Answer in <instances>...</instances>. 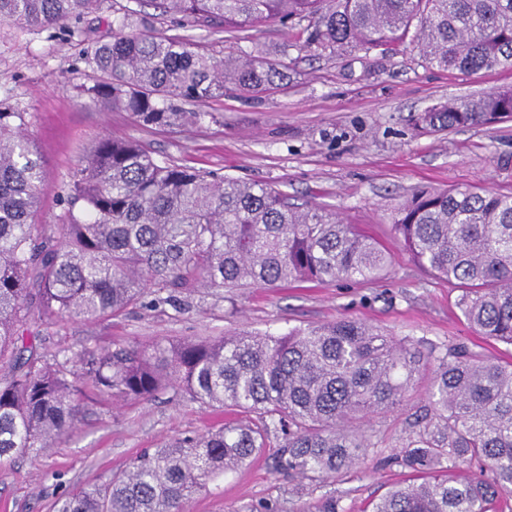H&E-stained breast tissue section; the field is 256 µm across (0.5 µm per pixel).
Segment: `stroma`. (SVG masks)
Returning <instances> with one entry per match:
<instances>
[{
  "label": "stroma",
  "mask_w": 512,
  "mask_h": 512,
  "mask_svg": "<svg viewBox=\"0 0 512 512\" xmlns=\"http://www.w3.org/2000/svg\"><path fill=\"white\" fill-rule=\"evenodd\" d=\"M113 19L109 6H102L79 22L74 36L0 25V111L22 114L44 163L35 223H59L80 158L110 135L139 140L155 160L265 184L292 203L336 213L382 243L392 264L370 281L236 288L220 300L202 289L181 311L139 303L106 320L41 322L35 330L43 350L239 332L282 335L347 317L439 350L464 343L512 358L511 345L486 342L471 330L457 306L458 289L419 267L391 230L395 209L421 188L512 191V120L430 136L414 135L409 127L411 115L437 102L512 85V71L462 75L427 65L413 47L362 60L318 55L302 49L298 30L278 22L216 32L189 19L160 16L156 28L192 36L222 56L250 52L257 43L271 51L291 43V82L258 99L228 93L205 103L185 102L182 110L201 113L200 121L151 128L129 113L98 109L79 90L90 75L69 78L71 68L83 67L91 40L111 36ZM427 385V378H419L400 412L364 420L368 455L336 481L315 484L277 474L267 455L208 481L186 512H249L258 503L279 512H310L329 496L339 499L344 512H366L406 475L404 467L384 459L406 443L425 409ZM227 420V414L209 412L175 389L149 401L88 404L71 435L0 465V512H55L65 490L107 480L143 450Z\"/></svg>",
  "instance_id": "1"
}]
</instances>
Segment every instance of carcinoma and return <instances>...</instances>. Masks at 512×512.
<instances>
[{
    "label": "carcinoma",
    "instance_id": "cac0c4a2",
    "mask_svg": "<svg viewBox=\"0 0 512 512\" xmlns=\"http://www.w3.org/2000/svg\"><path fill=\"white\" fill-rule=\"evenodd\" d=\"M161 13L210 28L279 21L303 27L302 48L329 55L419 48L431 65L470 73L512 69V0H149ZM102 0H0V21L59 29ZM118 13L109 41L95 40L81 85L104 112H129L144 126L192 119L174 101L206 102L235 91L258 98L288 85V67L259 48L219 58L206 44L157 30L124 32ZM19 112H0V462L49 448L71 434L91 394L150 400L172 386L205 408L254 415L147 451L103 483L73 487L56 512H185L211 477L259 457L282 437L279 473L326 482L366 455L359 433L374 413L402 406L427 372L422 426L384 462L411 469L369 512H489L512 494V361L465 346L423 351L362 321L338 319L282 336L156 339L136 347L39 350L20 328L37 321L115 317L152 295L177 307L199 286L279 288L371 280L391 259L383 245L321 208L299 207L265 185L216 179L172 160L157 162L136 140H99L68 185L62 223L31 221L43 166ZM512 119V86L439 102L414 118L438 133ZM82 203L84 217L73 213ZM391 229L414 261L459 288L458 307L481 336L512 345V193L482 188L414 191ZM475 463L457 482L443 461Z\"/></svg>",
    "mask_w": 512,
    "mask_h": 512
}]
</instances>
